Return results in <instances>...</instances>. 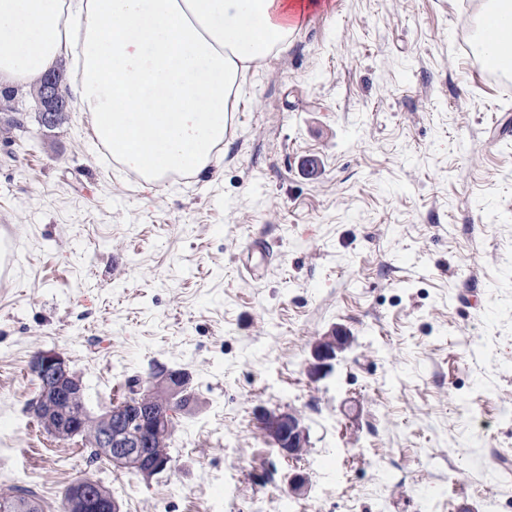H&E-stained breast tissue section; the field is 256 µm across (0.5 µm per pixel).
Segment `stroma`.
I'll use <instances>...</instances> for the list:
<instances>
[{
  "label": "stroma",
  "instance_id": "35a3bbf8",
  "mask_svg": "<svg viewBox=\"0 0 512 512\" xmlns=\"http://www.w3.org/2000/svg\"><path fill=\"white\" fill-rule=\"evenodd\" d=\"M323 3L197 175L149 190L77 108L12 133L0 113V497L25 474L43 512L86 477L122 512H512V76L470 51L485 0ZM252 235L258 283L236 269ZM339 326L350 347L311 378ZM47 350L94 415L154 366L187 373L172 470L146 482L44 431ZM262 408L300 416L302 454ZM348 337H350V336L348 335L346 330H344L341 327H337L329 334V336H324V338L322 340L318 341L314 345L313 351H312L314 362L312 363V365L310 367L311 374L314 377H316V378L324 377V376L328 375L333 369V364H334L333 362L336 360L337 355H336L335 351L332 350L331 348H329L328 346H330V347L334 346V347H336V349H338V352H341V351L345 350L350 343V341H348L346 343H336V340H334L332 342H327L326 344L328 346H326L324 342L328 338H331V339L335 338L339 342H342ZM261 428L272 439L285 457H292V448L299 454L308 444V432L300 417L292 411H263L258 415Z\"/></svg>",
  "mask_w": 512,
  "mask_h": 512
}]
</instances>
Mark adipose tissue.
Instances as JSON below:
<instances>
[{
    "instance_id": "ef3b65f1",
    "label": "adipose tissue",
    "mask_w": 512,
    "mask_h": 512,
    "mask_svg": "<svg viewBox=\"0 0 512 512\" xmlns=\"http://www.w3.org/2000/svg\"><path fill=\"white\" fill-rule=\"evenodd\" d=\"M321 0H0V88L69 55L97 144L147 186L206 168L248 72Z\"/></svg>"
}]
</instances>
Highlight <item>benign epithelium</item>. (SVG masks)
<instances>
[{"instance_id":"7a95c632","label":"benign epithelium","mask_w":512,"mask_h":512,"mask_svg":"<svg viewBox=\"0 0 512 512\" xmlns=\"http://www.w3.org/2000/svg\"><path fill=\"white\" fill-rule=\"evenodd\" d=\"M67 106L62 76L54 72L46 74L37 98L43 124L52 123L55 114L65 111ZM312 355L311 374L316 378L328 375L336 360L335 351L320 340L314 345ZM30 371L40 383L38 396L31 405L35 418L53 433L61 431L71 438L82 435L85 430L83 414L60 409L62 405L82 406L85 400L83 383L71 371L68 360L55 351H42L33 356ZM187 390L188 377L183 371L164 366L156 368L141 396L128 398L101 414L95 441L100 456L118 468L132 469L146 482L167 471L169 460L154 455L150 448L155 434L171 430L170 412H157L153 403L158 395L169 404L176 403ZM258 421L265 433L274 436L276 447L286 457L292 456V449L308 444V432L292 411H263ZM68 512H121V506L99 485L80 481L69 489Z\"/></svg>"}]
</instances>
